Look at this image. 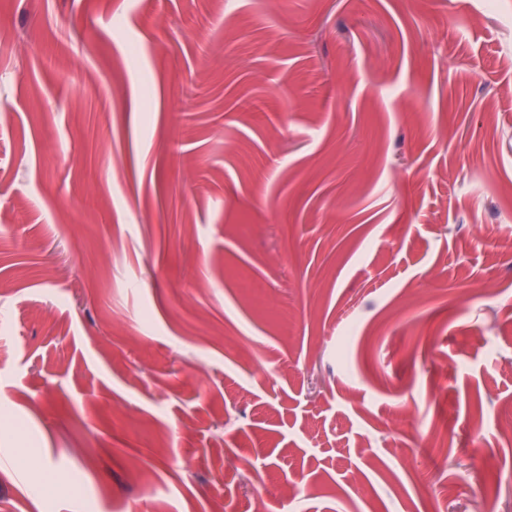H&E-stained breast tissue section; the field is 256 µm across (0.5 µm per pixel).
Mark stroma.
<instances>
[{
  "instance_id": "1",
  "label": "stroma",
  "mask_w": 512,
  "mask_h": 512,
  "mask_svg": "<svg viewBox=\"0 0 512 512\" xmlns=\"http://www.w3.org/2000/svg\"><path fill=\"white\" fill-rule=\"evenodd\" d=\"M1 102L0 512H512V0H0Z\"/></svg>"
}]
</instances>
